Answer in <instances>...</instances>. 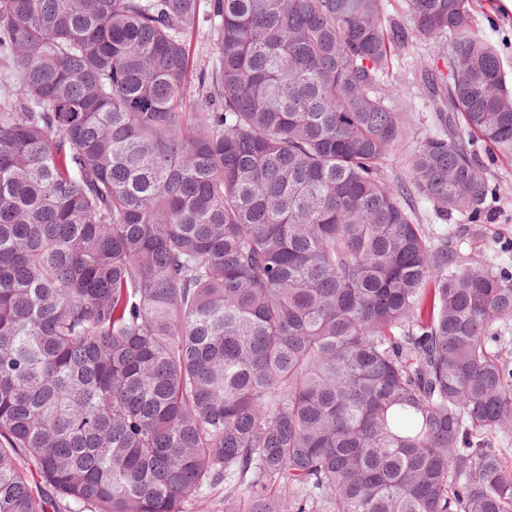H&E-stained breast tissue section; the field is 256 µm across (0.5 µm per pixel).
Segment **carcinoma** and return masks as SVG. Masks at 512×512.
Wrapping results in <instances>:
<instances>
[{
  "instance_id": "carcinoma-1",
  "label": "carcinoma",
  "mask_w": 512,
  "mask_h": 512,
  "mask_svg": "<svg viewBox=\"0 0 512 512\" xmlns=\"http://www.w3.org/2000/svg\"><path fill=\"white\" fill-rule=\"evenodd\" d=\"M384 2L0 0V512H512V272L405 207L480 212L512 80L469 0ZM191 43L197 71L200 68L211 67L217 55L213 33L204 26L198 33L193 34ZM431 65L432 49L428 43L414 38L394 59L391 73L385 77L395 89L394 103L408 106V136L387 162L385 173L391 180H409L416 141L438 130L433 102L419 80L421 71Z\"/></svg>"
}]
</instances>
